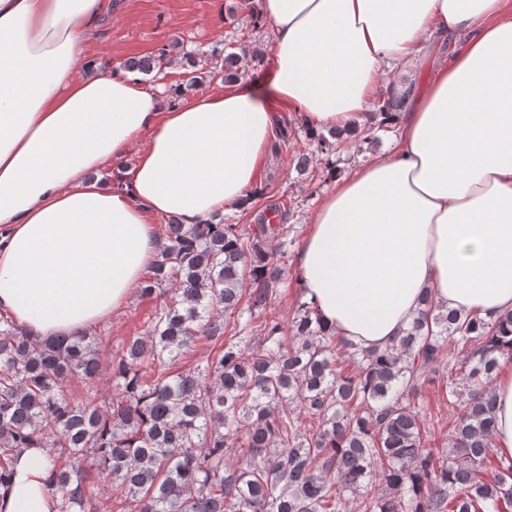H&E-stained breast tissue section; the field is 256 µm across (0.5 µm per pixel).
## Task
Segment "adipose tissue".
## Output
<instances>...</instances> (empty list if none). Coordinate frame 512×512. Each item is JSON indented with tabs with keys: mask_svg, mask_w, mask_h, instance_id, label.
Listing matches in <instances>:
<instances>
[{
	"mask_svg": "<svg viewBox=\"0 0 512 512\" xmlns=\"http://www.w3.org/2000/svg\"><path fill=\"white\" fill-rule=\"evenodd\" d=\"M109 0H0V311L44 340L122 308L158 254L152 216L238 208L280 125L359 131L406 68L453 37L387 155L334 179L297 255L302 298L358 348L392 345L425 294L512 310V0H260L267 94L241 82L171 105L137 73L74 75ZM135 151L121 188L98 170ZM492 446L512 456V360ZM45 449L21 452L0 512H54Z\"/></svg>",
	"mask_w": 512,
	"mask_h": 512,
	"instance_id": "obj_1",
	"label": "adipose tissue"
}]
</instances>
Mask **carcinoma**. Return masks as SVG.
Here are the masks:
<instances>
[{
    "mask_svg": "<svg viewBox=\"0 0 512 512\" xmlns=\"http://www.w3.org/2000/svg\"><path fill=\"white\" fill-rule=\"evenodd\" d=\"M175 58H131L148 75ZM224 80L244 59L210 58ZM409 91L373 103L364 140L395 129ZM344 130L306 131L318 161L336 170ZM285 203L246 228L216 214L165 225L140 286H168L144 336L112 354L115 390L104 410L75 402L67 380L92 382L95 337H30L0 317V486L24 448H46L56 512H86L90 488L109 486L115 512H512V458L491 448L497 354L512 352V311L494 321L425 306L398 341L359 350L327 332L305 302L286 326L271 309L280 261L264 247L288 236ZM236 319L229 324L225 314ZM265 336L250 345L256 314ZM213 354L177 370L197 340ZM441 375L462 406L443 451L420 418L415 392Z\"/></svg>",
    "mask_w": 512,
    "mask_h": 512,
    "instance_id": "carcinoma-1",
    "label": "carcinoma"
}]
</instances>
